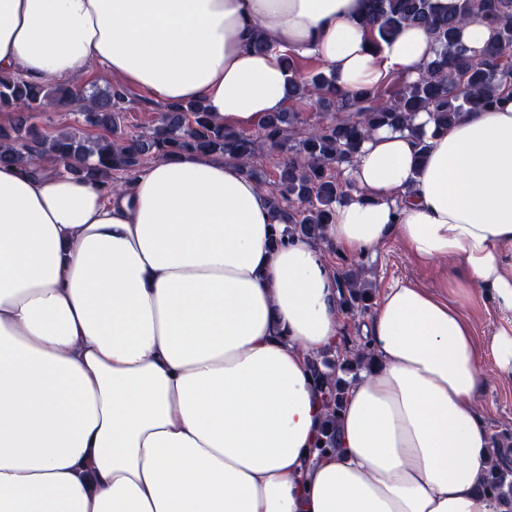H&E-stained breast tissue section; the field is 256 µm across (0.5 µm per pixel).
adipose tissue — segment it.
<instances>
[{
    "label": "adipose tissue",
    "instance_id": "adipose-tissue-1",
    "mask_svg": "<svg viewBox=\"0 0 512 512\" xmlns=\"http://www.w3.org/2000/svg\"><path fill=\"white\" fill-rule=\"evenodd\" d=\"M366 10L0 0V73L47 83L96 63L255 128L287 104L288 53L320 59L345 92L425 73L429 31L376 42ZM412 124L361 143L324 234L352 257L395 240L422 262L456 260L455 300L403 282L381 293L363 327L374 361L325 456L308 359L339 344L340 293L312 240L272 245L267 190L194 153L110 195L52 158L0 164V512H502L479 489L491 438L463 308L485 292L512 314V102L445 131L425 112Z\"/></svg>",
    "mask_w": 512,
    "mask_h": 512
}]
</instances>
